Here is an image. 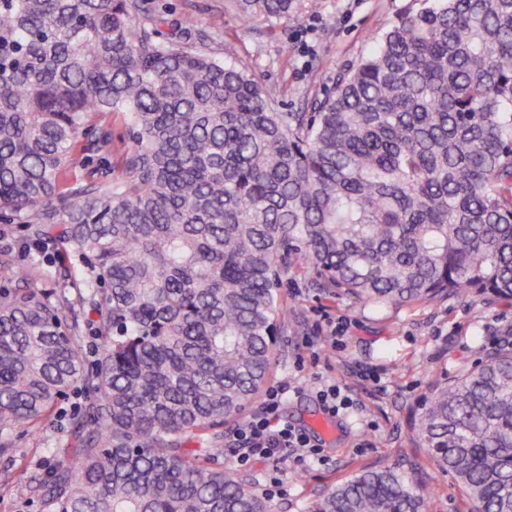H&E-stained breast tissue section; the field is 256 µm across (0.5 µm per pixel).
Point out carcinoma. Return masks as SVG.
I'll return each instance as SVG.
<instances>
[{
	"label": "carcinoma",
	"instance_id": "cac0c4a2",
	"mask_svg": "<svg viewBox=\"0 0 512 512\" xmlns=\"http://www.w3.org/2000/svg\"><path fill=\"white\" fill-rule=\"evenodd\" d=\"M235 4L273 20L300 0ZM161 22L142 0H0V220L84 262L75 304L38 286L47 253H0V454L92 391L38 478L45 512H270L192 444L221 448L269 383L290 275L374 305L512 303V0L405 13L308 112ZM104 112L130 128L125 177L61 190ZM416 437L469 512H512V349L433 391ZM432 493L405 460L310 512H427Z\"/></svg>",
	"mask_w": 512,
	"mask_h": 512
}]
</instances>
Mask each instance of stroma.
Segmentation results:
<instances>
[{
  "label": "stroma",
  "instance_id": "1",
  "mask_svg": "<svg viewBox=\"0 0 512 512\" xmlns=\"http://www.w3.org/2000/svg\"><path fill=\"white\" fill-rule=\"evenodd\" d=\"M225 0H147L164 17L165 41L182 46L187 36L204 37L222 31L223 40L211 43L213 55L245 65L267 88L279 89L283 112L309 111L313 100L325 97L338 75L352 68L370 45L405 11L420 7V0H302L293 17L250 22L224 6ZM193 16L191 34L182 21ZM263 43L264 56L254 52ZM292 52L281 56L282 43ZM101 125L112 137L111 151L98 146L76 154L62 177L63 185L81 179L108 182L123 176L120 156L130 142L123 113L103 116ZM282 295L288 304V325L280 330L275 359V380L286 381L291 391L282 407L285 420L304 429L321 459L305 465L293 461L256 459L239 465L235 425L224 428L221 466L245 479L258 492L277 485L270 498L272 512H309L327 486L346 479L358 469L386 466L410 458L420 464L423 478L435 493L428 512H465L463 494L447 473L440 471L412 430V422L430 389L450 384L478 361L476 347L493 353L511 345L501 330L512 321V304L469 294L448 296L439 302L376 307L330 296L311 275L296 274ZM343 325V346L328 338ZM320 345L318 357L303 348L305 337ZM347 387L354 406L334 417L335 432L325 436L312 425L323 407L316 398L323 381ZM87 392L70 391L61 413L47 421L41 436L17 430L9 439V455H0V512H42L31 489L36 466H49L52 447L61 429L76 417Z\"/></svg>",
  "mask_w": 512,
  "mask_h": 512
}]
</instances>
